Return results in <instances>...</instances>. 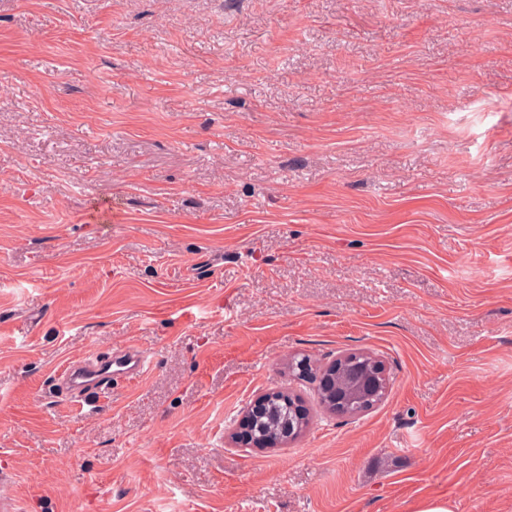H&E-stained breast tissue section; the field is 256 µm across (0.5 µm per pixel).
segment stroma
<instances>
[{"label":"stroma","instance_id":"1","mask_svg":"<svg viewBox=\"0 0 512 512\" xmlns=\"http://www.w3.org/2000/svg\"><path fill=\"white\" fill-rule=\"evenodd\" d=\"M351 351L356 417L288 369ZM275 390L305 433L228 444ZM1 497L512 512V0H0ZM150 364L149 356L137 349L120 351L101 360L67 361L61 367V390L70 402L81 403L88 391L105 392L113 381L141 377ZM361 353L375 359L378 371L366 372L362 367H356L347 370L340 380L343 370L336 372L337 362L333 361L321 371L320 388L327 397L336 400L340 391L346 390L354 395L364 394L365 398H369L382 386L388 389L389 379L383 361L369 353ZM270 393L265 392L255 396L241 412L230 434L233 444L256 451H264L284 446L302 434L303 426L309 417L305 406L298 397H296L295 406H293L296 423L292 420L284 422L280 427V437L278 439H268L261 434L269 415L267 405Z\"/></svg>","mask_w":512,"mask_h":512}]
</instances>
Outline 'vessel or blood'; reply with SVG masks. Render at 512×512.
Instances as JSON below:
<instances>
[{
    "label": "vessel or blood",
    "mask_w": 512,
    "mask_h": 512,
    "mask_svg": "<svg viewBox=\"0 0 512 512\" xmlns=\"http://www.w3.org/2000/svg\"><path fill=\"white\" fill-rule=\"evenodd\" d=\"M150 364L149 356L137 349L125 350L101 360L69 361L61 368V390L70 402L79 403L88 391L104 392L113 382L142 376Z\"/></svg>",
    "instance_id": "1"
}]
</instances>
